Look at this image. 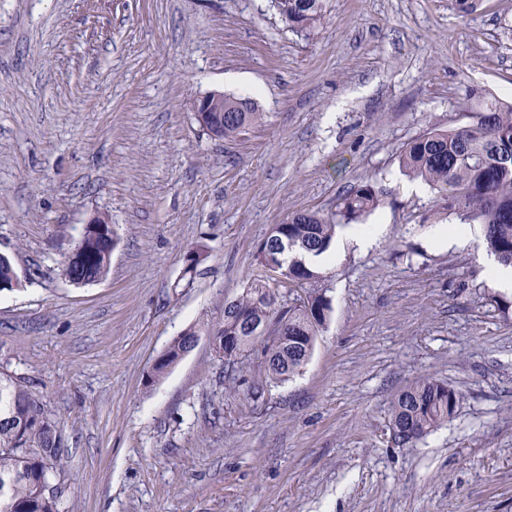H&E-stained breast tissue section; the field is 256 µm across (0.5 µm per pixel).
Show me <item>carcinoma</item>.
<instances>
[{
	"mask_svg": "<svg viewBox=\"0 0 512 512\" xmlns=\"http://www.w3.org/2000/svg\"><path fill=\"white\" fill-rule=\"evenodd\" d=\"M281 21L301 37H309L324 18V0H274ZM224 119L212 113L211 132L219 139L240 135L259 117L248 98L224 96ZM468 121L434 127L410 139L399 153L406 175L420 179L437 193L438 213L460 224H481L486 251L512 266V101L487 98L465 107ZM385 203L373 182L351 189L336 213L297 212L272 227L257 248L265 270L272 264L288 270L286 280L302 287L321 278L305 255L330 248L336 222H357ZM111 254L102 234L77 239L62 262V271L76 284L106 276ZM20 286L11 259L0 257V292ZM278 284L265 274L253 278L246 291L229 302L224 321L211 330L217 354L227 358L232 378L243 356L253 357L258 379L246 383L252 400L263 397L269 383L285 381L309 361L316 337L331 312V301L317 289L293 303H279ZM281 335L265 336L272 326ZM195 332L175 339L154 365L156 376L176 362ZM461 395L448 384L424 378L399 390L390 406L388 428L394 444L415 445L450 421ZM64 454L58 421L49 413L31 378L18 371H0V512H60V464Z\"/></svg>",
	"mask_w": 512,
	"mask_h": 512,
	"instance_id": "1",
	"label": "carcinoma"
}]
</instances>
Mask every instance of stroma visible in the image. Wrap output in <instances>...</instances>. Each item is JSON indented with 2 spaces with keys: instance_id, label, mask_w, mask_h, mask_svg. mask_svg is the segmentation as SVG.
<instances>
[{
  "instance_id": "35a3bbf8",
  "label": "stroma",
  "mask_w": 512,
  "mask_h": 512,
  "mask_svg": "<svg viewBox=\"0 0 512 512\" xmlns=\"http://www.w3.org/2000/svg\"><path fill=\"white\" fill-rule=\"evenodd\" d=\"M213 91L260 120L212 137L193 104ZM474 91L512 99V0H325L307 39L269 0H0V253L22 281L0 292V368L61 425L60 512H512V319L485 302L483 228L429 246L436 193L398 161ZM365 181L386 192L363 220L381 236L322 267L310 361L251 401L211 326L273 225ZM98 213L109 272L70 284ZM426 377L463 400L396 447L391 399ZM193 336H196L195 332L193 330H188L177 339H174L166 351L155 362L153 369L156 376L159 377L163 375L168 370V368L176 362V359L180 356L187 343Z\"/></svg>"
}]
</instances>
